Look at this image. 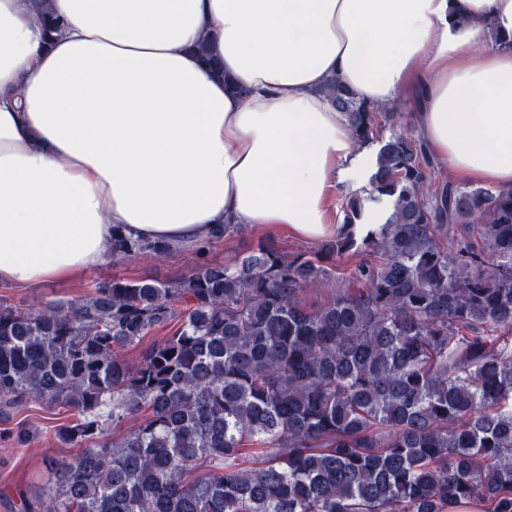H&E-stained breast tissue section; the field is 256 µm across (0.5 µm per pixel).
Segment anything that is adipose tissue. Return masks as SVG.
Masks as SVG:
<instances>
[{
	"mask_svg": "<svg viewBox=\"0 0 512 512\" xmlns=\"http://www.w3.org/2000/svg\"><path fill=\"white\" fill-rule=\"evenodd\" d=\"M0 0V282L76 276L119 227L200 247L226 224L335 233L368 153L329 81L416 98L461 180L512 189V0ZM209 37L224 65L194 52ZM492 38L490 48L475 51ZM243 94H236V87Z\"/></svg>",
	"mask_w": 512,
	"mask_h": 512,
	"instance_id": "adipose-tissue-1",
	"label": "adipose tissue"
}]
</instances>
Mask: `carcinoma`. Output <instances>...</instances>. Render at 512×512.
I'll list each match as a JSON object with an SVG mask.
<instances>
[{
  "instance_id": "1",
  "label": "carcinoma",
  "mask_w": 512,
  "mask_h": 512,
  "mask_svg": "<svg viewBox=\"0 0 512 512\" xmlns=\"http://www.w3.org/2000/svg\"><path fill=\"white\" fill-rule=\"evenodd\" d=\"M50 2L47 42L63 25ZM208 48L195 52L224 76ZM325 93L362 143L390 119L336 81ZM434 165L418 138L381 140L367 195L345 198L314 251L260 240L172 281L0 302V417L29 399L65 408L78 419L60 439L84 445L49 462L28 512H512V192L433 182ZM385 201L384 223H358ZM477 216L480 249L458 232ZM172 250L112 229L114 257ZM362 255L328 299L303 302L329 265ZM173 321L138 361L123 356Z\"/></svg>"
}]
</instances>
